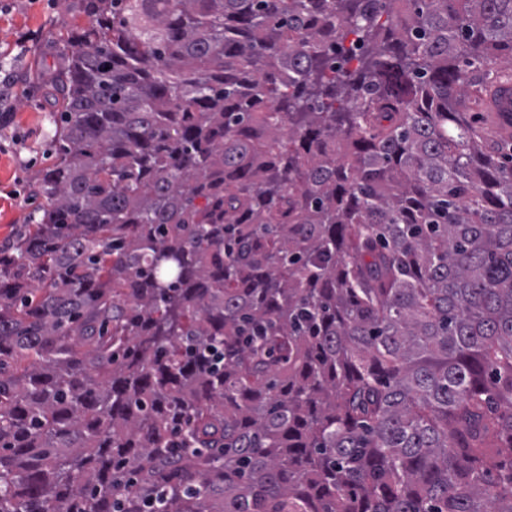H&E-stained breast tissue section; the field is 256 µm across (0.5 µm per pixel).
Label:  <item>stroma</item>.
I'll return each instance as SVG.
<instances>
[{
  "label": "stroma",
  "instance_id": "stroma-1",
  "mask_svg": "<svg viewBox=\"0 0 512 512\" xmlns=\"http://www.w3.org/2000/svg\"><path fill=\"white\" fill-rule=\"evenodd\" d=\"M77 0H0V244L40 205L34 185L55 159L54 101L45 83L62 66L61 35L86 17Z\"/></svg>",
  "mask_w": 512,
  "mask_h": 512
}]
</instances>
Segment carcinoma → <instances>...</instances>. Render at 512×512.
I'll return each mask as SVG.
<instances>
[{
	"label": "carcinoma",
	"instance_id": "cac0c4a2",
	"mask_svg": "<svg viewBox=\"0 0 512 512\" xmlns=\"http://www.w3.org/2000/svg\"><path fill=\"white\" fill-rule=\"evenodd\" d=\"M83 8L0 512H512V0Z\"/></svg>",
	"mask_w": 512,
	"mask_h": 512
}]
</instances>
